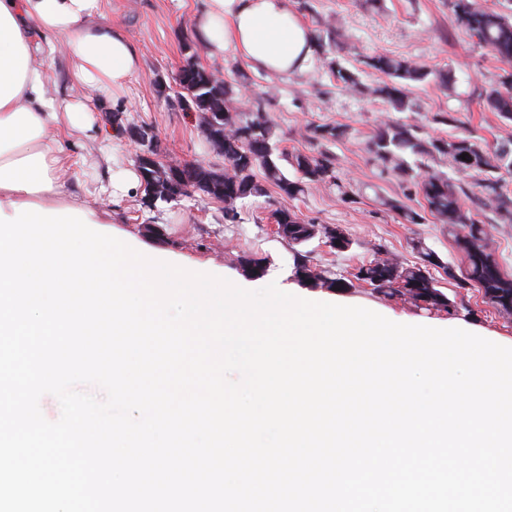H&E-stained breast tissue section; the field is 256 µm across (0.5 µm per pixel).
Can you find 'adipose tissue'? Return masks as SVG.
Instances as JSON below:
<instances>
[{
    "mask_svg": "<svg viewBox=\"0 0 512 512\" xmlns=\"http://www.w3.org/2000/svg\"><path fill=\"white\" fill-rule=\"evenodd\" d=\"M102 0H0V211L33 203L73 208L101 224L64 140L89 130L85 93H122L140 66L134 41L102 15ZM194 30L210 56L233 51L253 69L288 74L314 53L311 31L286 0H207ZM69 63V92L52 88L45 58Z\"/></svg>",
    "mask_w": 512,
    "mask_h": 512,
    "instance_id": "ef3b65f1",
    "label": "adipose tissue"
}]
</instances>
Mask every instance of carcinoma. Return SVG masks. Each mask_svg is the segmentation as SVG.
<instances>
[{
	"label": "carcinoma",
	"instance_id": "1",
	"mask_svg": "<svg viewBox=\"0 0 512 512\" xmlns=\"http://www.w3.org/2000/svg\"><path fill=\"white\" fill-rule=\"evenodd\" d=\"M456 25L478 45L490 49L500 60L512 63V15L485 7L478 0H448ZM335 39L331 34L315 37V51L336 80V85L351 91H364L388 102L396 112L414 111L413 93L430 80L446 82V75L428 70L409 59L387 55L366 56L363 64L382 73L386 80L374 87L361 83L359 71L344 66L330 56ZM185 64L177 77L175 101L181 109L198 113L202 132L217 155L224 157V168L203 162H190L177 168L163 163L140 173L141 207L149 212L162 204L203 195L224 202V223L239 224L242 217L237 202L268 198L273 187L281 196L297 199L310 189L334 186L346 203L357 202L359 194L346 187L339 176L337 160L322 150L317 154L287 153L276 146L275 126L256 102L249 118H240L233 106L231 85L195 61L193 44L184 45ZM487 107L506 124L512 123V70L499 75L495 87L485 92ZM308 139L317 143L345 136L340 126L317 124L307 128ZM368 151L381 167L404 183L403 197H385L381 205L397 213L405 224H423L431 215L448 225V235L461 252V261L451 265L420 241L412 242L418 260L394 263L372 259L357 264L349 275L332 276L326 269L310 265L304 247L314 239L327 240L326 228L314 220L300 218L285 207L271 210L278 224L288 225V244L293 255L294 276L304 285L347 292L367 285L384 297L403 295L430 313H457V302L440 289L433 272L440 269L448 282L458 288H473L485 303L500 312L512 313V274L501 267L490 250L485 232L487 224H512V189L503 173H512V138L491 148L468 129L446 137H425L421 128L401 120L383 121L370 140ZM466 158H461V155ZM445 164L464 173L472 182L452 181L439 169ZM293 176H288L287 169ZM414 196L423 200L417 210L405 203ZM473 200L466 209L462 198Z\"/></svg>",
	"mask_w": 512,
	"mask_h": 512
}]
</instances>
